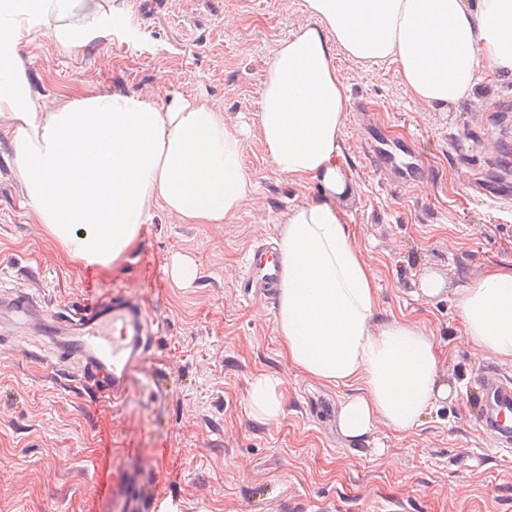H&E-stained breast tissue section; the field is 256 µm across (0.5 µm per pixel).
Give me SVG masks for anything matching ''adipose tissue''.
Returning <instances> with one entry per match:
<instances>
[{"label": "adipose tissue", "mask_w": 512, "mask_h": 512, "mask_svg": "<svg viewBox=\"0 0 512 512\" xmlns=\"http://www.w3.org/2000/svg\"><path fill=\"white\" fill-rule=\"evenodd\" d=\"M305 7L311 21L278 43L254 115L273 168L325 188L289 212L280 241L281 346L308 375L358 385L339 411L344 437L359 440L380 420L407 433L448 389L420 330L375 320L374 275L338 203L350 97L336 52L394 64L413 98L440 109L470 97L484 72L512 74V0H305ZM36 29L64 48H84L110 34L112 0H0V117L16 128L14 173L36 222L69 256L111 265L158 201L194 224L224 223L251 202L242 139L216 105L112 91L37 110L23 56ZM455 302L465 336L512 359V269L460 289ZM248 399L264 420L284 412L282 382L267 374L253 378Z\"/></svg>", "instance_id": "1"}]
</instances>
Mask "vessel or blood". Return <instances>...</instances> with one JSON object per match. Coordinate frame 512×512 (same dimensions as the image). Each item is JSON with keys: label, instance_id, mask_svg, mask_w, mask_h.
I'll use <instances>...</instances> for the list:
<instances>
[{"label": "vessel or blood", "instance_id": "1", "mask_svg": "<svg viewBox=\"0 0 512 512\" xmlns=\"http://www.w3.org/2000/svg\"><path fill=\"white\" fill-rule=\"evenodd\" d=\"M273 247L262 244L245 255L238 283L243 297L272 296L281 286ZM0 321L32 325L53 346L60 362L77 360L85 383L102 401L125 398L137 384V370L152 355L159 325L156 311L135 296L117 290L92 305L52 312L33 295L17 289L0 296ZM478 404L469 409L490 445L512 453V379L483 370L474 380ZM90 512H162L148 485L132 475L99 482Z\"/></svg>", "mask_w": 512, "mask_h": 512}]
</instances>
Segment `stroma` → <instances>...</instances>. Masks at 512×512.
Instances as JSON below:
<instances>
[{
  "label": "stroma",
  "instance_id": "stroma-1",
  "mask_svg": "<svg viewBox=\"0 0 512 512\" xmlns=\"http://www.w3.org/2000/svg\"><path fill=\"white\" fill-rule=\"evenodd\" d=\"M107 39L71 51L36 32L28 71L38 105L81 91L178 92L224 110L245 127L243 164L254 202L224 224H186L155 206L151 223L113 265L70 258L18 209L24 195L12 160L15 132L0 120V290L22 289L48 308L124 290L161 311L140 385L109 405L87 393L77 367L60 372L42 337L0 348V512H88L95 484L114 464L153 483L180 512H512V454L502 455L465 416L466 386L479 367L512 378V360L463 334L457 292L512 268V211L472 199L473 179L512 195L496 159L512 152V77L483 74L470 98L428 107L404 89L393 64L339 53L350 109L339 159L349 228L375 277L380 320L400 319L435 345L450 387L419 426L384 422L358 441L336 412L353 385L326 384L288 362L277 304L247 301L235 288L244 255L280 240L289 209L322 186L278 173L252 119L260 75L280 39L309 20L305 0H112ZM403 140L421 152L422 181H392L365 147ZM194 261L197 278L177 284L172 267ZM434 291H427V283ZM279 378L278 420L252 414L253 377Z\"/></svg>",
  "mask_w": 512,
  "mask_h": 512
}]
</instances>
